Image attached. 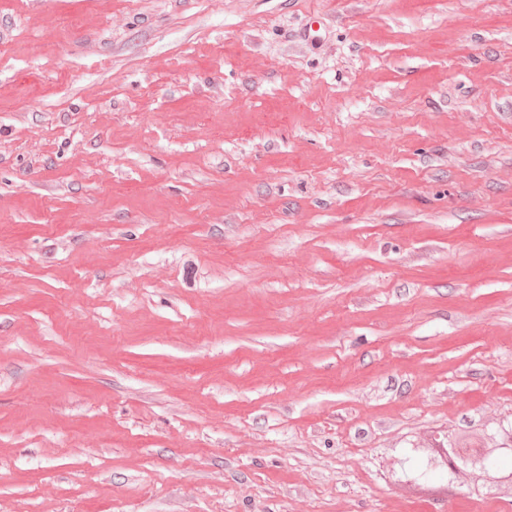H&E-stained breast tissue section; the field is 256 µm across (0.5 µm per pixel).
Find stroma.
<instances>
[{"mask_svg": "<svg viewBox=\"0 0 512 512\" xmlns=\"http://www.w3.org/2000/svg\"><path fill=\"white\" fill-rule=\"evenodd\" d=\"M512 0H0V512H512ZM505 448L512 450L506 446H499L498 448H491L490 446H475V443L468 442L464 438H452L448 440V448H444V455L447 462H458L465 468L479 467L488 458L494 457L498 449Z\"/></svg>", "mask_w": 512, "mask_h": 512, "instance_id": "obj_1", "label": "stroma"}]
</instances>
